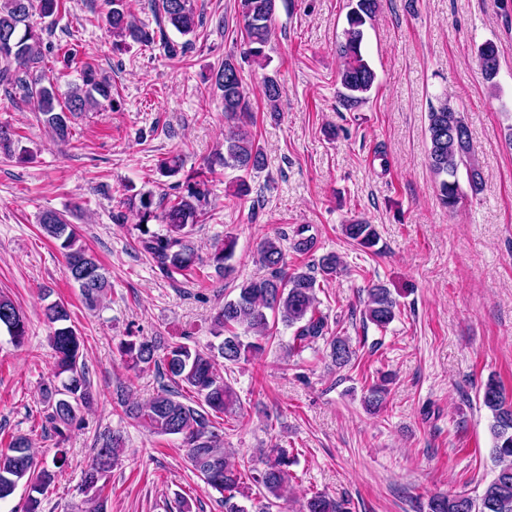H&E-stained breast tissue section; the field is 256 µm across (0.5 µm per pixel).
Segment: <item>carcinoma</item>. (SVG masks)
I'll use <instances>...</instances> for the list:
<instances>
[{
  "mask_svg": "<svg viewBox=\"0 0 512 512\" xmlns=\"http://www.w3.org/2000/svg\"><path fill=\"white\" fill-rule=\"evenodd\" d=\"M238 15L243 22V39L247 48L242 60L268 66L270 57L266 47L270 42L272 21L277 0H237ZM33 0H0V87L10 99L33 103L42 121L55 139L67 142L72 135L73 120L84 112L112 109L116 100L112 82L94 66L83 63L79 67L81 83L73 85L58 99L53 82L47 81L43 71L42 34L29 23ZM153 14L166 20L175 30L188 36L199 26L196 0H152ZM379 9L378 0H351L347 14V28L336 47L341 59L339 80L344 92L342 105L351 110L366 100L376 80V74L363 55V26ZM112 33V51L122 53L131 44L154 43V33L142 22H137L125 9L123 0H112V10L105 17ZM160 42L170 57L185 53L191 41L177 45L159 30ZM479 59L487 81L498 74L500 59L498 47L486 42L479 47ZM242 67L231 58L206 77L218 91L224 108V118L238 120L249 112ZM264 97L270 111H278L281 88L276 78L265 77ZM459 124L458 132L448 133L450 122ZM426 132L430 147V166L438 178V195L442 205L455 210L461 201L459 169L465 168L472 192L480 190L483 175L476 162L468 126L462 113L443 101L427 115ZM241 172L235 181L234 195L249 193L248 177L265 168L262 147L242 126H236L224 136V151L217 152L206 164V170L189 174L176 185L174 197L155 198L152 191H143L124 200L138 217L135 244L148 256L154 267L165 277L173 279L192 272L198 260L189 236L195 224L207 213L211 204L213 176L218 169ZM158 221L164 229H151V221ZM44 236L58 243L65 260L69 278L80 289L87 305L94 307L107 294L110 282L97 257L80 243L76 229L63 215L46 212L40 218ZM309 227L296 231L292 249L301 255L314 251L316 239L305 235ZM346 237L370 249L377 243L373 225L354 221L343 225ZM236 239L224 236L209 255L210 266L219 275L232 271ZM258 263L265 274L245 280L239 286L236 298L224 302L214 316L212 335L220 343L206 349L181 341L165 345L154 338L127 335L116 344V350L126 367L141 371L157 361L163 362L166 375L181 388L196 394L194 404L175 400L176 392L163 389L144 403H127L120 399L124 413L141 426L160 435L182 437L187 457L207 485L222 496L224 512H246L237 497L258 499L257 512H270L274 501L282 497L290 486L293 474L289 467L294 460L281 447L268 450L263 467L252 461L231 460L224 442L214 430L212 417L235 411L238 396L224 379L218 359L226 365H236L256 358L262 351V341L270 338L271 324L282 323L294 329L289 353L298 354L319 339L329 346V357L338 367L347 365L353 356L350 339L329 335L328 317L320 308L316 288L317 276L328 279L336 275L342 265L334 253L320 256L314 262L316 271L296 269L286 271L287 262L281 238H266L257 247ZM398 302L390 289L377 283L367 289V301L362 310L364 322L380 329L386 328L396 317ZM44 320L50 328L49 343L54 352V378L42 390L43 401L49 409L48 419L58 443L63 444L83 409L90 407L95 395L88 380L83 360L84 339L70 324L71 315L66 304L54 301L44 306ZM5 330L11 342L21 347L28 336L25 315L13 301L0 295V330ZM387 390L385 384L371 386L364 396L365 407L373 412L383 408ZM482 404L491 413L490 433L493 446L491 460L496 468L494 478L482 495L472 499L463 494L436 492L426 503L427 512H512V403L507 402L501 383L487 380L482 391ZM124 453V441L117 433L100 435L95 461L84 470L82 486L91 494L89 512H104L101 493L112 467ZM66 452L58 450L52 465L36 461L30 438L18 435L0 449V500L11 496L16 488L24 486L27 495L26 512H39L45 489L54 479L51 467L63 468ZM305 512H345L344 503L323 493L314 492L305 503Z\"/></svg>",
  "mask_w": 512,
  "mask_h": 512,
  "instance_id": "carcinoma-1",
  "label": "carcinoma"
}]
</instances>
